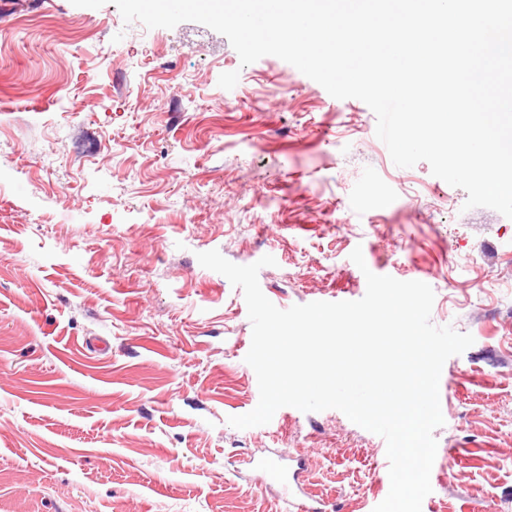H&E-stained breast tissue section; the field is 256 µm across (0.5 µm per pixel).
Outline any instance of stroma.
<instances>
[{
    "label": "stroma",
    "mask_w": 512,
    "mask_h": 512,
    "mask_svg": "<svg viewBox=\"0 0 512 512\" xmlns=\"http://www.w3.org/2000/svg\"><path fill=\"white\" fill-rule=\"evenodd\" d=\"M376 124L199 23L0 0V512H282L252 465L277 453L305 457L324 512L387 496L384 438L339 410L229 424L259 389L210 250L273 256L282 310L361 299L368 270L430 285L432 323L474 343L441 373L422 512H512V219L395 166Z\"/></svg>",
    "instance_id": "stroma-1"
}]
</instances>
